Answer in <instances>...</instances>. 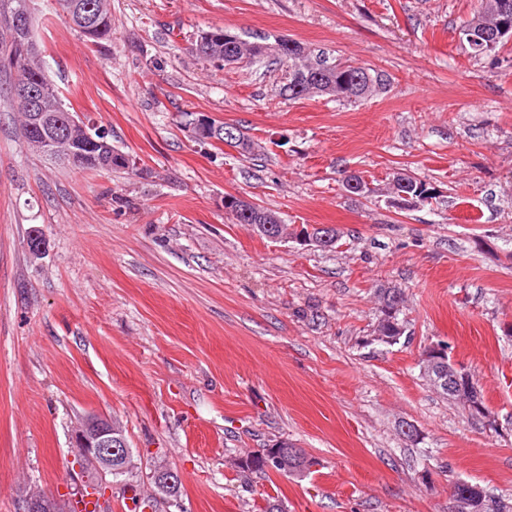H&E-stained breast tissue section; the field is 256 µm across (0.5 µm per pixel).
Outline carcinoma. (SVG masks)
I'll list each match as a JSON object with an SVG mask.
<instances>
[{
    "instance_id": "carcinoma-1",
    "label": "carcinoma",
    "mask_w": 512,
    "mask_h": 512,
    "mask_svg": "<svg viewBox=\"0 0 512 512\" xmlns=\"http://www.w3.org/2000/svg\"><path fill=\"white\" fill-rule=\"evenodd\" d=\"M75 2L90 8L97 15L98 28L93 34L86 36L87 41L97 44L110 37L112 34L110 0H54L55 16L62 21L66 20V14L70 12V7ZM22 3L24 0H0V63L14 70L13 85L15 86L26 82L49 86L51 88L50 109L55 112L56 120L62 121L69 111L62 104L59 87L45 69L40 55H24L26 33L4 20L5 16L21 7ZM503 17L512 18V0H479L478 9L461 27L460 35L466 40L469 31L477 30L481 24ZM226 47L227 44L224 42L205 40L203 33L200 32L195 40L194 51L200 61L209 64L215 58H224ZM235 50L240 56L251 58L254 63L269 59L279 64H287L286 83L282 90L291 98L304 97L305 86L299 80L301 73L305 75L314 73L320 76L323 84L337 89L341 93V100L349 102L364 100L386 86L384 75L378 72L372 73L368 68L353 65L330 63L323 55L315 54L300 44L296 45V54L286 60L266 47V41H251L240 35L237 36ZM14 104L24 144L41 154L44 153L43 141L52 138L54 127L46 126L40 129L32 125L31 114L23 103L16 99ZM235 131L237 138L228 142V145L238 148L239 153L245 157L256 155L251 138L238 127ZM78 138L83 146L80 147V153L68 162V166L78 170H112L129 167L127 156L115 151L108 135L99 134L98 129L87 126L80 131ZM389 190L394 199L404 194L413 198L420 197L424 201L433 198V191L425 182L410 176L391 180ZM381 299L382 315L388 316L389 323L379 322L377 332L384 337V342L394 344L404 335L406 328L404 320L399 318L402 298L398 290L386 288L381 290ZM311 466L313 461L306 453L286 440L241 457L236 463L238 473L245 481L249 480L254 473L261 474L268 471H274L286 477L301 478ZM473 497L478 499L477 512H512V503L492 499L485 492L475 493Z\"/></svg>"
}]
</instances>
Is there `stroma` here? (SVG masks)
<instances>
[{"instance_id": "1", "label": "stroma", "mask_w": 512, "mask_h": 512, "mask_svg": "<svg viewBox=\"0 0 512 512\" xmlns=\"http://www.w3.org/2000/svg\"><path fill=\"white\" fill-rule=\"evenodd\" d=\"M477 6L111 0L112 35L94 45L37 0L66 109L138 168L80 172L29 150L0 72V512L68 492L72 436L93 414L120 422L135 464L112 512L134 495L155 512H260L269 495L286 512H448L459 481L512 502V40L472 55L459 29ZM211 28L289 39L387 86L356 104L291 99L284 66L199 61L191 43ZM187 112L242 129L258 159L195 141ZM397 172L433 199L398 208ZM352 174L369 194L346 191ZM228 195L341 241L259 238ZM383 288L404 300L394 344L376 333ZM441 341L490 419L425 377ZM281 439L310 473L241 480L237 459ZM159 462L180 497H157Z\"/></svg>"}]
</instances>
